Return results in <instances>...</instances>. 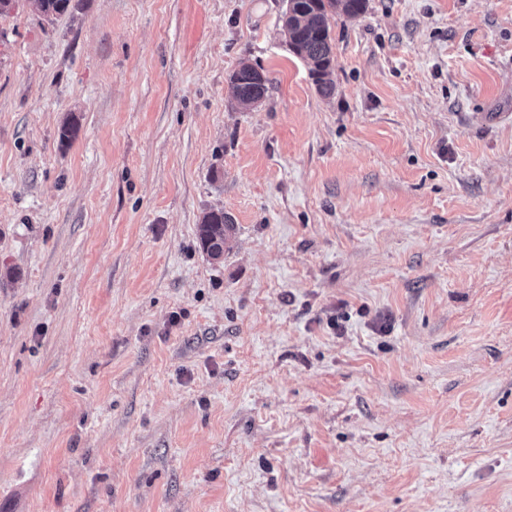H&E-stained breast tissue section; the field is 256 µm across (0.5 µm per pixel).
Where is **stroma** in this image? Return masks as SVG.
<instances>
[{
  "label": "stroma",
  "instance_id": "35a3bbf8",
  "mask_svg": "<svg viewBox=\"0 0 512 512\" xmlns=\"http://www.w3.org/2000/svg\"><path fill=\"white\" fill-rule=\"evenodd\" d=\"M73 3L0 16V512H512V0L330 15L328 96L286 0ZM256 70L253 66L243 64L235 71L234 79L230 81L234 99L241 105L248 106L260 101L266 94L270 79L265 78V83L261 86H255L248 82L250 72ZM240 82L236 84V82ZM237 230L236 224L224 210L207 212L197 225L196 239L199 248L211 260L224 257V252Z\"/></svg>",
  "mask_w": 512,
  "mask_h": 512
}]
</instances>
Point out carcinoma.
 Listing matches in <instances>:
<instances>
[{
  "label": "carcinoma",
  "mask_w": 512,
  "mask_h": 512,
  "mask_svg": "<svg viewBox=\"0 0 512 512\" xmlns=\"http://www.w3.org/2000/svg\"><path fill=\"white\" fill-rule=\"evenodd\" d=\"M38 10L46 21L68 13L71 0H35ZM367 0H288L283 15L284 29L292 52L307 62L310 75L323 95L334 91L332 72L334 67L332 39L328 17L331 13H341L347 17H357L365 13ZM254 67L243 64L235 71L230 81L234 99L248 106L260 101L266 94L270 79L265 84L255 86L249 82V74ZM237 230L236 224L224 210L207 212L201 224L197 225L196 239L202 252L212 260L224 257V252Z\"/></svg>",
  "instance_id": "carcinoma-1"
}]
</instances>
